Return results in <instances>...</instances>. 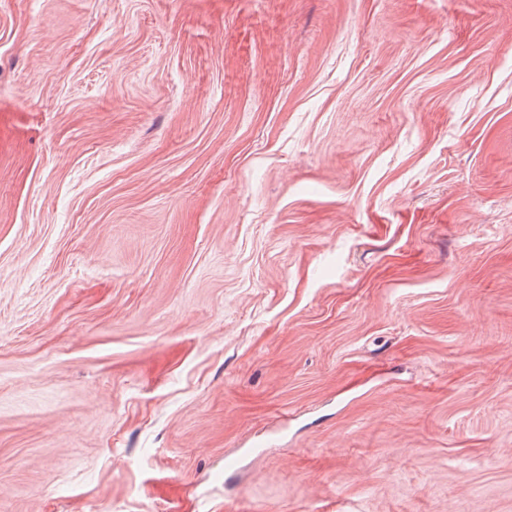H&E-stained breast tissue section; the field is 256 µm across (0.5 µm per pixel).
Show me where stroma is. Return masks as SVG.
<instances>
[{"mask_svg":"<svg viewBox=\"0 0 512 512\" xmlns=\"http://www.w3.org/2000/svg\"><path fill=\"white\" fill-rule=\"evenodd\" d=\"M0 512H512V0H0Z\"/></svg>","mask_w":512,"mask_h":512,"instance_id":"obj_1","label":"stroma"}]
</instances>
